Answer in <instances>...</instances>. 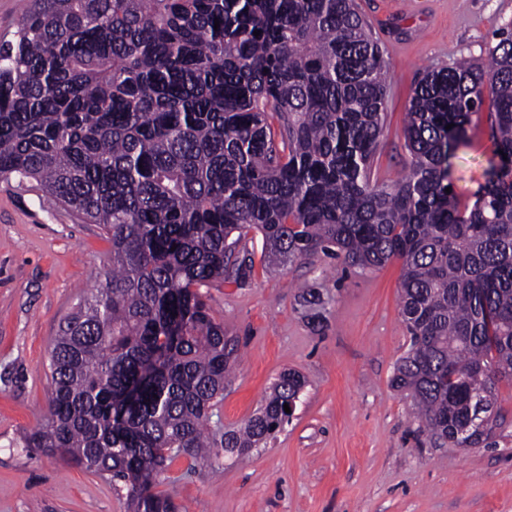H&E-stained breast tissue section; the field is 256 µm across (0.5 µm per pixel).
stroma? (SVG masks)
Masks as SVG:
<instances>
[{
  "label": "stroma",
  "mask_w": 512,
  "mask_h": 512,
  "mask_svg": "<svg viewBox=\"0 0 512 512\" xmlns=\"http://www.w3.org/2000/svg\"><path fill=\"white\" fill-rule=\"evenodd\" d=\"M358 3L391 66L374 167L395 180L409 161L405 113L425 68L485 61L512 22V0ZM496 162L486 113L472 115L450 159L461 202H474ZM247 249L246 275L205 291L239 349L217 419L243 423L284 370L306 386L266 446L207 463L179 456L157 492L181 512H512V382L498 384L492 448L433 444L391 383L409 348L400 261L361 270L320 253L271 268L261 238ZM110 250L100 225L0 177V512H126L123 484L16 445L48 413L52 340ZM306 289L315 302L302 301Z\"/></svg>",
  "instance_id": "1"
}]
</instances>
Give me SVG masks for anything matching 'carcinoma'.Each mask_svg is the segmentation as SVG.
<instances>
[{"instance_id":"1","label":"carcinoma","mask_w":512,"mask_h":512,"mask_svg":"<svg viewBox=\"0 0 512 512\" xmlns=\"http://www.w3.org/2000/svg\"><path fill=\"white\" fill-rule=\"evenodd\" d=\"M389 73L356 0H31L0 43V176L101 225L112 254L50 350L45 421L16 445L123 482L132 512H177L152 492L174 457L266 444L305 381L283 372L243 424L212 422L238 343L201 293L242 274L251 230L272 267L401 260L395 387L434 441L495 445L492 375L512 379V24L486 63L424 71L396 181L373 171ZM486 104L499 164L463 207L448 159Z\"/></svg>"}]
</instances>
